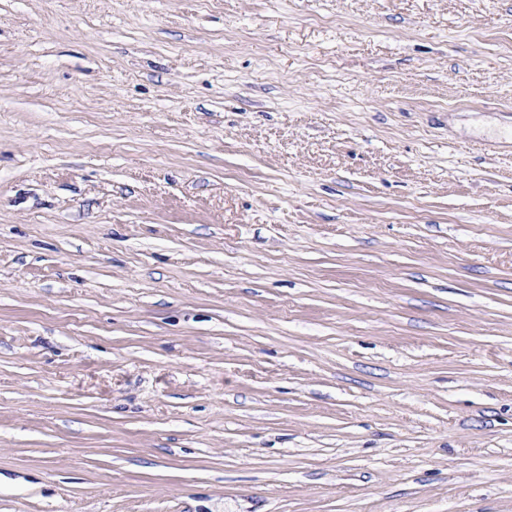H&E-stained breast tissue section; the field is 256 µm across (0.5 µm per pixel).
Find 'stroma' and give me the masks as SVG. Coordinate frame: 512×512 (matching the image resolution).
Returning <instances> with one entry per match:
<instances>
[{
	"label": "stroma",
	"instance_id": "stroma-1",
	"mask_svg": "<svg viewBox=\"0 0 512 512\" xmlns=\"http://www.w3.org/2000/svg\"><path fill=\"white\" fill-rule=\"evenodd\" d=\"M0 512H512V0H0Z\"/></svg>",
	"mask_w": 512,
	"mask_h": 512
}]
</instances>
